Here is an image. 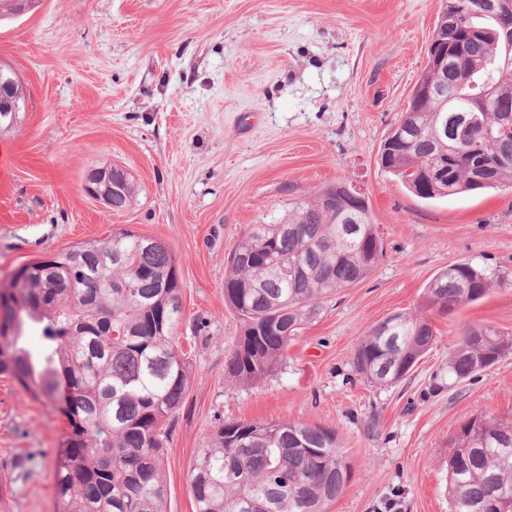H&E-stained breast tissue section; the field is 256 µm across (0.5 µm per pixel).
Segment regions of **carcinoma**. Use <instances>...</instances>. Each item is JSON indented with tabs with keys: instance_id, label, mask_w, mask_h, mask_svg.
<instances>
[{
	"instance_id": "obj_1",
	"label": "carcinoma",
	"mask_w": 512,
	"mask_h": 512,
	"mask_svg": "<svg viewBox=\"0 0 512 512\" xmlns=\"http://www.w3.org/2000/svg\"><path fill=\"white\" fill-rule=\"evenodd\" d=\"M479 2L445 4L455 23L438 30L431 48L448 50L452 67L417 81L439 85L464 111L415 95L380 148L381 168L423 200L512 188V47ZM486 82L493 92L483 104L477 92ZM441 166L448 179H430ZM117 176L109 208L119 212L134 185L127 171ZM326 193L336 202L325 203ZM343 203L329 186L275 223L251 225L229 253L224 301L243 323L225 365L231 383L274 373L324 300L362 281L382 257L366 196L352 210ZM279 264L288 276L274 273ZM23 269L22 282L0 286V376L67 418L54 459L60 512H163L168 430L193 379L175 341L184 320L175 256L121 228ZM507 284L489 265L461 261L428 283L424 310L452 311ZM30 324L41 333L37 355L22 341ZM438 342L428 316L400 312L360 338L353 366L368 383L397 384ZM511 353V335L467 327L448 353V378L470 381ZM348 480L332 428L220 419L197 451L189 489L195 512H326ZM448 499L453 512H512V423L476 414L459 425L448 440Z\"/></svg>"
}]
</instances>
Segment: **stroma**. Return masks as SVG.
Here are the masks:
<instances>
[{"label":"stroma","instance_id":"obj_1","mask_svg":"<svg viewBox=\"0 0 512 512\" xmlns=\"http://www.w3.org/2000/svg\"><path fill=\"white\" fill-rule=\"evenodd\" d=\"M444 0H37L0 22V64L26 111L0 134V281L21 265L127 228L164 243L183 286L177 341L195 369L167 443L166 512H194L192 459L216 419L335 429L350 480L329 512H452L448 440L472 415L512 420V354L448 383L465 326L512 334V189L422 200L378 153L427 64ZM121 165L135 197L111 211L85 189ZM345 182L383 241L361 283L325 301L266 379L234 385L240 334L224 304L228 253L253 224ZM463 260L507 286L448 314L402 382L373 387L352 359L370 326L419 311L427 283ZM65 418L0 376V512H58L53 459ZM25 469H15L18 459Z\"/></svg>","mask_w":512,"mask_h":512}]
</instances>
